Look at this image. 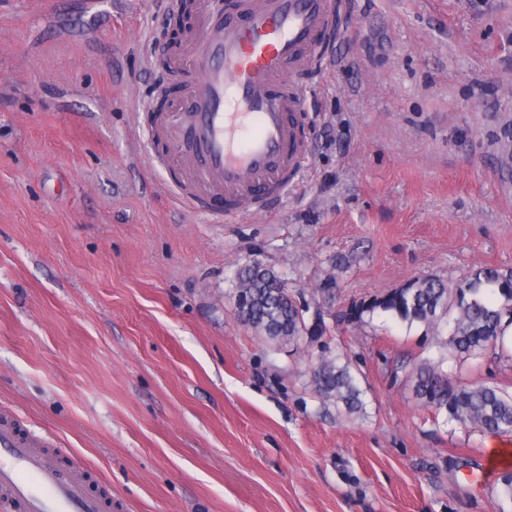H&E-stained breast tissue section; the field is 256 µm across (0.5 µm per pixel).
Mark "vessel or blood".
Here are the masks:
<instances>
[{"mask_svg": "<svg viewBox=\"0 0 512 512\" xmlns=\"http://www.w3.org/2000/svg\"><path fill=\"white\" fill-rule=\"evenodd\" d=\"M334 0H227L223 22L195 41L196 73L182 112H160L155 138L193 145L195 167L174 190L200 211L199 189L224 192L227 213L268 208V188L284 194L307 163L302 112L309 86L301 76L327 71L321 39L339 27ZM21 418L0 409V512H110L83 481L61 469L43 439L22 437Z\"/></svg>", "mask_w": 512, "mask_h": 512, "instance_id": "obj_1", "label": "vessel or blood"}]
</instances>
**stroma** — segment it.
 Listing matches in <instances>:
<instances>
[{
	"label": "stroma",
	"mask_w": 512,
	"mask_h": 512,
	"mask_svg": "<svg viewBox=\"0 0 512 512\" xmlns=\"http://www.w3.org/2000/svg\"><path fill=\"white\" fill-rule=\"evenodd\" d=\"M312 77L307 165L270 211L193 214L140 101L174 111L172 0H0V405L82 459L112 512H512L488 435L422 406L448 335L355 304L512 269V0H350ZM277 271L320 341L242 324ZM365 409L314 392L322 348ZM448 373L512 392V344Z\"/></svg>",
	"instance_id": "stroma-1"
}]
</instances>
